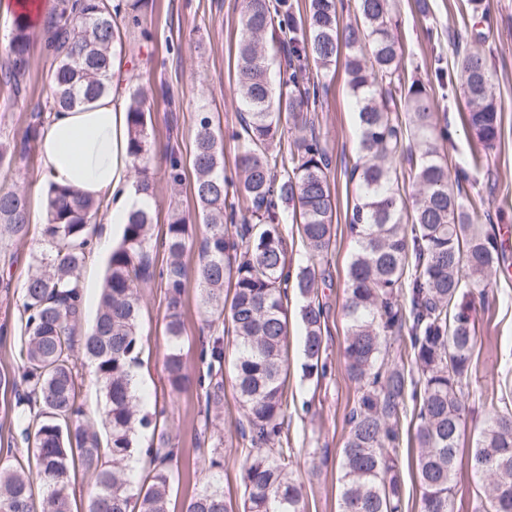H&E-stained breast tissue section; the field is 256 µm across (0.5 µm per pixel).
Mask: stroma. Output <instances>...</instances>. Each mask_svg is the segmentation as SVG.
Wrapping results in <instances>:
<instances>
[{
  "label": "stroma",
  "mask_w": 512,
  "mask_h": 512,
  "mask_svg": "<svg viewBox=\"0 0 512 512\" xmlns=\"http://www.w3.org/2000/svg\"><path fill=\"white\" fill-rule=\"evenodd\" d=\"M242 0H151L139 23L118 18L123 52L122 72L129 84L161 87L155 97L150 139L156 151L150 173L154 181L152 242L160 244L172 210L194 214L189 186L173 187L164 172L162 153L179 148L184 161H191L193 131L199 113L206 112L218 128L224 144V168L233 171L236 146L230 133L237 125L239 99L236 91V51ZM487 19L474 18L466 0H430V11L420 15L415 0H390L391 36L403 48L399 72L404 79L419 78L426 84L437 115L448 118L450 138L445 147L451 176L462 177L466 205L479 223L494 233L512 230V0H489ZM485 54L502 102L501 135L493 148H485L464 125L465 100L453 64L457 50ZM52 59L42 46H34L26 73V87L9 106L0 105V140L20 136L32 109L45 99L44 87ZM451 75L441 84L436 67ZM327 92L316 114L315 131L331 156L330 184L338 200L335 221L336 247L323 259L329 275L319 288L328 310L324 333L332 372L314 382L302 373L303 329L299 320L289 328L288 412L283 435L299 449L296 476L305 486V512H337L340 498L338 456L347 432V415L356 398V388L344 371L342 350L345 323L341 315L347 267L353 251L347 224L358 194L348 172L358 159V129L355 102L343 67L331 70ZM179 106L170 114L168 100ZM480 166H472V157ZM0 183L27 191L31 210L43 202L42 171L38 160L16 162L0 170ZM122 225L110 229L106 241L81 271L83 292L82 328L95 319L105 275V262L122 237ZM46 247L42 226L30 224L23 240L0 238V275L9 286L0 285V455L15 447L17 425L16 390L19 380L17 351L20 345L22 288ZM142 366L139 378L143 411L167 410V433L181 454L169 468L173 480L170 512H185L190 499L209 476L211 458L223 459L217 473L226 497L240 502L246 441L238 433L240 411L232 390L224 392V408L218 417L205 419L204 396L189 392L171 398L163 367L167 313L166 291L159 282L141 287ZM185 333L181 351L190 372H197L202 342L224 333L223 325H206L201 291L196 278H188L182 297ZM477 343L472 360L466 431L453 483L454 512H476L484 495L482 482L468 461L472 438L493 410L512 408V278H494L485 298L471 307ZM414 429L411 420L402 424L400 466L403 479V512H421L415 468ZM327 455L328 465L314 467L309 450Z\"/></svg>",
  "instance_id": "obj_1"
}]
</instances>
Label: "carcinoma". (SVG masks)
I'll use <instances>...</instances> for the list:
<instances>
[{
  "label": "carcinoma",
  "instance_id": "obj_1",
  "mask_svg": "<svg viewBox=\"0 0 512 512\" xmlns=\"http://www.w3.org/2000/svg\"><path fill=\"white\" fill-rule=\"evenodd\" d=\"M389 0H358L364 27H340L337 0H307L296 15L288 0H243L237 46L236 85L240 100L234 172H224L223 142L211 117L202 113L194 128L193 194L205 226L196 277L206 322L227 325L229 337L203 345L205 370L189 372L180 349L184 332L182 294L188 271L182 262L191 248L190 217L175 213L167 227L165 268L156 269L149 228L152 211L129 214L122 238L107 258V273L82 352L104 396L101 423L83 419L78 395L75 336L83 314L79 273L91 250L104 200L53 183L46 185L47 249L22 288L18 350L24 393L16 406L27 447L0 460V512H72L71 482L80 470L93 480L88 512H168L172 473L179 452L165 430L166 409L141 413L133 390L140 365L141 305L138 288L160 278L168 296L164 325V370L170 394L196 388L205 408L224 400V369L242 419L239 433L250 440L243 469L242 508L226 499L211 476L189 501L186 512H304L303 486L294 478L295 449L283 447L288 411V288L301 299L305 376L319 380L330 366L319 300L320 262L334 243L336 199L329 182L325 143L313 128L325 83L310 75L312 59L328 73L343 61L358 116L359 157L350 171L359 196L349 233L354 252L342 307L347 322L343 347L348 378L357 398L340 450L338 512H402L398 467L402 422L416 419V475L421 512H452L476 343L469 309L474 291L490 286L494 272L509 273L504 249L450 183L443 153L448 126H438L425 84L411 82L400 96V45L389 32ZM113 0H53L41 37L53 60L46 105L31 111L19 139L0 141V166L26 159L35 150L47 114L72 109L108 92L117 49L122 47ZM26 12L14 14L4 48L0 86L7 100L19 96L34 43ZM287 49L288 66L269 76V44ZM466 101V124L485 147L499 137L501 103L484 55L469 51L458 60ZM149 90L128 91V154L138 172V193L153 198L149 175ZM404 108L405 121L394 112ZM302 131L288 155L276 149L286 125ZM413 142L410 160L415 191L411 223L399 193L404 141ZM166 174L174 185L185 171L180 154L166 152ZM235 185L246 207L226 208L227 187ZM292 203L291 214L278 201ZM298 225L305 263L288 285V243L284 225ZM29 228L25 191L0 189V236L23 239ZM410 353L412 373L394 346ZM105 435H100L98 428ZM152 429L157 441L138 448L137 436ZM150 466L139 480L129 475L135 452ZM471 469L485 486L479 512H512V410L485 420L471 448Z\"/></svg>",
  "mask_w": 512,
  "mask_h": 512
}]
</instances>
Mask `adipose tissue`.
<instances>
[{
	"label": "adipose tissue",
	"instance_id": "1",
	"mask_svg": "<svg viewBox=\"0 0 512 512\" xmlns=\"http://www.w3.org/2000/svg\"><path fill=\"white\" fill-rule=\"evenodd\" d=\"M120 83L110 92L63 112H54L39 139L41 170L48 181L105 198V221L126 223L130 211L146 206L128 179L130 158L126 110Z\"/></svg>",
	"mask_w": 512,
	"mask_h": 512
}]
</instances>
